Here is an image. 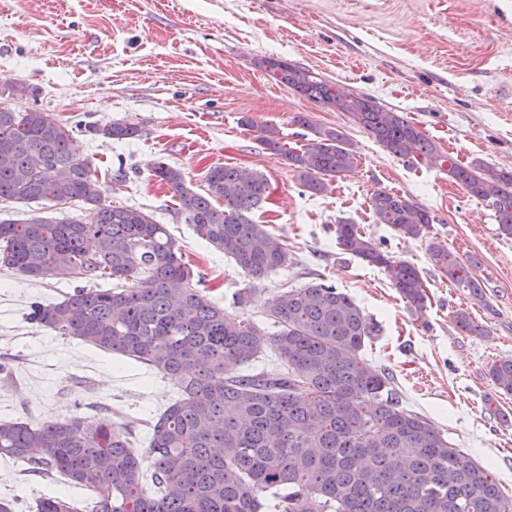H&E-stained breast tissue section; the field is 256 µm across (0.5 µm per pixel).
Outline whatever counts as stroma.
I'll list each match as a JSON object with an SVG mask.
<instances>
[{"label":"stroma","instance_id":"obj_1","mask_svg":"<svg viewBox=\"0 0 512 512\" xmlns=\"http://www.w3.org/2000/svg\"><path fill=\"white\" fill-rule=\"evenodd\" d=\"M272 55L404 113L455 162L512 166V0H0V105L35 104L75 125L74 145L105 202L143 208L167 225L226 311L270 328L276 296L319 276L351 296L379 329L365 357L389 369L404 406L512 492V394L497 391L489 373L512 358V238L445 171L397 158L348 114L318 106L255 66ZM11 85L24 96L9 97ZM300 114L309 127L296 123ZM245 116L254 127L241 125ZM112 122L141 133L115 143L89 132ZM262 125L275 126L291 150L307 144L311 127L336 128L353 144L357 165L325 193H303L287 161L259 142ZM159 160L197 191L216 165L263 172L268 197L256 217L285 241L291 263L250 283L177 215L171 192L152 175ZM118 170L124 183L111 180ZM379 189L409 196L436 223L419 238L377 223L370 198ZM341 219L415 265L430 297L425 311H411L381 269L340 250ZM434 243L477 258L483 302L443 276ZM248 286L249 303L236 308ZM75 287L59 271L28 280L0 269V420L92 417L107 408L146 453L156 418L180 396L176 382L27 319L32 302L59 301ZM459 310L485 334L461 332L453 321ZM51 494L68 497L78 512L89 499L60 476L28 475L0 457V498L14 502L15 512H31Z\"/></svg>","mask_w":512,"mask_h":512}]
</instances>
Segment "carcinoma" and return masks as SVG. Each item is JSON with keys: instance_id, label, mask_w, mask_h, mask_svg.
Masks as SVG:
<instances>
[{"instance_id": "1", "label": "carcinoma", "mask_w": 512, "mask_h": 512, "mask_svg": "<svg viewBox=\"0 0 512 512\" xmlns=\"http://www.w3.org/2000/svg\"><path fill=\"white\" fill-rule=\"evenodd\" d=\"M256 66L299 95L351 115L394 156L448 165L452 181L491 207L501 234L512 237V169L456 163L404 113L369 95L336 90L286 59L264 57ZM259 131L265 149L285 158L312 195L356 164L354 146L335 128H311L313 139L297 152L284 147L276 128ZM95 132L116 141L139 136L138 127L124 122ZM153 175L197 236L232 258L251 282L291 262L283 240L254 219L268 196L263 173L214 166L203 194L163 161ZM102 197L74 147L73 126L42 109L0 107V202L89 210L84 221L0 222V266L31 280L66 269L79 281L112 282L79 287L55 303L35 302L27 318L179 384L181 397L153 425L147 451L153 487L141 481L142 457L127 429L104 416L0 422V456L30 475H63L89 491L92 512H265L268 492L275 512H512V495L490 469L405 409L388 372L367 362L378 329L347 293L321 278L280 293L267 311L277 327L269 335L211 301L166 225ZM371 207L378 223L404 237H421L435 222L411 198L386 190L374 192ZM336 243L380 268L414 310L426 309L428 293L414 265L346 220L336 224ZM432 253L448 281L483 302L472 261L436 243ZM453 320L463 333L484 332L464 310ZM266 349L284 369L240 371ZM490 375L498 389L512 393V359L495 362ZM33 509L76 512L60 496L43 497Z\"/></svg>"}]
</instances>
